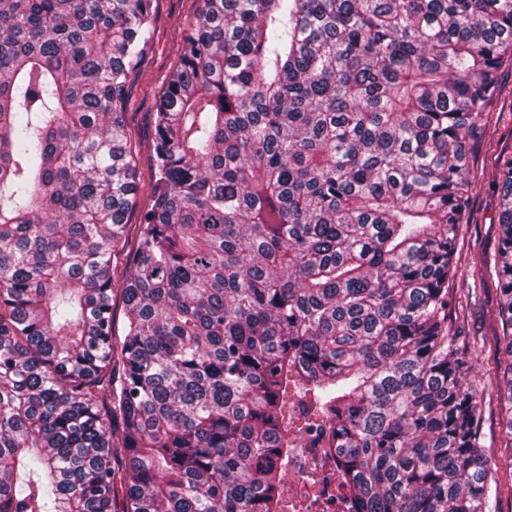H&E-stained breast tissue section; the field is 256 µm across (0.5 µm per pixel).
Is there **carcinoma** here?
<instances>
[{"instance_id": "carcinoma-1", "label": "carcinoma", "mask_w": 512, "mask_h": 512, "mask_svg": "<svg viewBox=\"0 0 512 512\" xmlns=\"http://www.w3.org/2000/svg\"><path fill=\"white\" fill-rule=\"evenodd\" d=\"M154 33L153 0H0V512H288L290 392L351 512H498L512 362L473 382L448 284L512 0H205L131 245ZM496 184L512 356V154ZM505 424L502 426L500 421V407L497 398L494 395L487 409L483 425L484 443L489 465L495 468V464H500L501 453L504 452Z\"/></svg>"}]
</instances>
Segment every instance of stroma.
<instances>
[{"instance_id":"35a3bbf8","label":"stroma","mask_w":512,"mask_h":512,"mask_svg":"<svg viewBox=\"0 0 512 512\" xmlns=\"http://www.w3.org/2000/svg\"><path fill=\"white\" fill-rule=\"evenodd\" d=\"M204 0H154L156 40L132 76L127 101V124L136 149L134 164L138 191L129 221L139 223L152 200L155 184L153 165L154 113L156 102L168 84L183 52V35L188 24L201 13ZM501 91L493 100L483 139L473 148L471 174L476 183L469 216L461 224L458 243L459 276L452 282V320L465 336L492 338L498 330L497 280L480 283L467 278L469 262L492 255L499 231V197L494 183L500 156L512 153V65L499 73Z\"/></svg>"}]
</instances>
